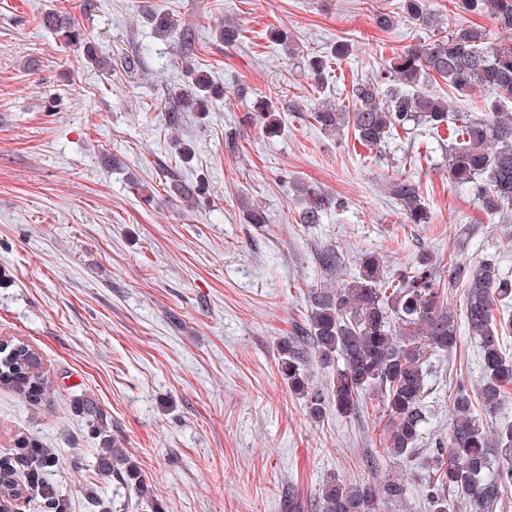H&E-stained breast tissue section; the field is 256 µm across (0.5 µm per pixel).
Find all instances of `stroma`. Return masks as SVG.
<instances>
[{
	"instance_id": "obj_1",
	"label": "stroma",
	"mask_w": 512,
	"mask_h": 512,
	"mask_svg": "<svg viewBox=\"0 0 512 512\" xmlns=\"http://www.w3.org/2000/svg\"><path fill=\"white\" fill-rule=\"evenodd\" d=\"M212 2L26 0L15 14L0 0V338L32 345L55 392L34 407L0 389V451L29 433L56 448L50 478L73 512H87L88 487L133 498L98 472L97 442L70 405L77 392L111 414L145 477L149 502L134 512L152 502L161 512H315L336 476L406 480V496L381 512H425L422 463L448 437L457 383L480 380L475 340L432 357L416 454L380 458L374 470L366 457L386 424L377 389L355 414L316 420L279 363L310 314V290L351 279L364 250L390 272L428 253L444 270L485 261L512 277V224L449 181L436 140L401 133L376 152L310 116L325 101L350 103L354 83L433 31L402 18L379 29L372 0ZM52 10L75 18L103 65H86L82 47L42 26ZM226 18L240 29L237 46L215 38ZM186 27L197 34L188 57L177 42ZM337 44L350 55L318 85L303 57ZM193 72L225 97L177 131L164 112ZM261 96L279 108L278 135L245 118ZM179 141L192 148L187 160L175 157ZM404 174L419 182L429 223L400 215L389 185ZM174 179L203 180L200 205L171 197ZM300 182L344 208L300 223ZM257 207L266 222L248 223ZM325 249L339 267L320 265Z\"/></svg>"
}]
</instances>
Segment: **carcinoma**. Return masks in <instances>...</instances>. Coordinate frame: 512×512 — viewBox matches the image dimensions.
I'll return each mask as SVG.
<instances>
[{"instance_id": "1", "label": "carcinoma", "mask_w": 512, "mask_h": 512, "mask_svg": "<svg viewBox=\"0 0 512 512\" xmlns=\"http://www.w3.org/2000/svg\"><path fill=\"white\" fill-rule=\"evenodd\" d=\"M448 2L456 10L487 12L500 29L512 32V0ZM396 14L433 29L444 25L441 15L428 11L427 0H396V10L378 12L375 23L388 28ZM44 23L64 33L69 44L84 42V33L65 12L49 13ZM215 38L233 47L240 41L239 28L226 19L215 28ZM347 52L346 45L338 44L327 55L308 57L311 76L325 82L332 62ZM436 77L462 97L477 89L494 95L485 112L463 114L458 118L460 125L452 128L448 178L469 188L486 214L511 223L512 113L498 105L512 98L511 41L492 43L486 30L478 26L450 29L427 44L404 49L374 77L356 83L352 106L322 104L312 119L325 131H353L371 150L384 146L400 129L436 136L448 127L449 112L448 101L425 87L426 80ZM223 94L196 76L193 90L180 96L174 110L166 113L167 124L180 126L184 113L204 112L209 99ZM250 109L267 130L280 129L278 107L272 100L258 98ZM297 191L304 203L300 223H320L331 199L314 185L301 183ZM171 192L188 206L201 203L198 184L176 180ZM390 194L399 201L406 223H430L419 182L402 175L392 180ZM461 278L466 280L464 325L480 348L482 380L473 392L463 385L455 389L448 442L439 445L426 462L427 512H448V494L456 490L464 493L471 512H494L512 487V424L487 430L475 415L474 405L477 401L492 412L512 393V357L505 355L501 345L503 337L512 335V280L498 276L482 261L444 277L429 255L386 276L379 256L366 252L359 257L352 279L339 288L325 286L310 294L307 324L281 346L282 373L314 419L322 418L330 406L339 414H350L360 393L378 389L389 418L380 436L379 454L406 459L427 423L428 361L458 347L460 328L448 306V290ZM312 357L321 363L334 358L343 361L331 392L310 383L301 368ZM0 388L22 396L34 407L52 400L40 355L21 340L0 342ZM72 405L85 418L91 438L98 441L100 473L144 493L141 472L128 461L118 435L112 433L108 412L86 398H77ZM57 463L56 449L38 436L16 439L9 452L0 454V502L14 504L12 512H22L32 501L40 512H72L71 499L46 479V472ZM404 494L399 480L378 486L338 476L322 485L317 508L318 512H377L381 501L400 500Z\"/></svg>"}]
</instances>
